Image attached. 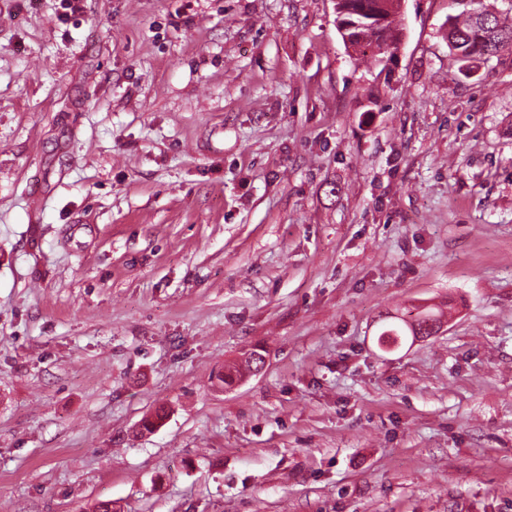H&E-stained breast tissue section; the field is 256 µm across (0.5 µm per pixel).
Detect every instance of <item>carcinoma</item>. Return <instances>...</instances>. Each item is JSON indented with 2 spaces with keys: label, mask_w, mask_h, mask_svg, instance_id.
<instances>
[{
  "label": "carcinoma",
  "mask_w": 512,
  "mask_h": 512,
  "mask_svg": "<svg viewBox=\"0 0 512 512\" xmlns=\"http://www.w3.org/2000/svg\"><path fill=\"white\" fill-rule=\"evenodd\" d=\"M336 23L351 26L348 34L354 50H372L380 56L397 46L403 26L400 4L390 0H339ZM448 48L460 63L459 72L467 73L472 62L488 60L504 51L512 52V25L484 0H472L470 9L448 18Z\"/></svg>",
  "instance_id": "cac0c4a2"
}]
</instances>
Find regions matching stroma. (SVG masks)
<instances>
[{
    "instance_id": "1",
    "label": "stroma",
    "mask_w": 512,
    "mask_h": 512,
    "mask_svg": "<svg viewBox=\"0 0 512 512\" xmlns=\"http://www.w3.org/2000/svg\"><path fill=\"white\" fill-rule=\"evenodd\" d=\"M462 10L379 62L335 0H0V512H512V53L460 75Z\"/></svg>"
}]
</instances>
